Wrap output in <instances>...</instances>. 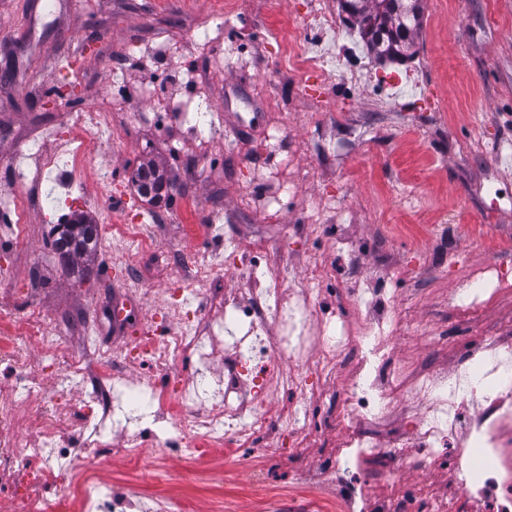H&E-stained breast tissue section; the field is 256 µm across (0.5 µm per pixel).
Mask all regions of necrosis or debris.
Listing matches in <instances>:
<instances>
[{
    "mask_svg": "<svg viewBox=\"0 0 512 512\" xmlns=\"http://www.w3.org/2000/svg\"><path fill=\"white\" fill-rule=\"evenodd\" d=\"M315 39L294 42L290 61L296 73L342 70L354 77L357 60L342 54L349 35L327 8H319L310 20ZM211 99L194 93L174 104L195 139L211 138L213 120ZM66 153H45L33 146V164L24 156L11 159L20 172H33L36 179L52 173L75 172L82 163V146L94 139L107 145L119 135L111 112L88 110L75 113L67 124ZM264 241H227L224 250L248 255L251 262L242 267V280L251 288L252 302L240 307L226 302L224 285L209 274V256L184 252L169 255V264L190 268L192 280L209 290L214 304L224 308V328L230 347L227 372L211 375L208 370L210 338L190 328L170 330L164 336L148 338L143 358L152 366V375L129 381L118 370V359L97 342V317L84 324L86 350L69 357L65 378L89 384L85 406L96 417L94 428L84 418L70 421L75 445L58 439L50 431L33 435L18 434L14 428L24 415L21 403L0 399V467H8L16 456L28 462L32 491L21 499L17 512H49L41 491L52 478L66 470L73 447L108 448L112 445V419L135 423L136 437L161 448L154 467L168 470L172 452L199 453L209 448L233 446L235 452L253 450L258 437L278 427L288 432L310 429L316 424L315 388H308L303 403L276 412L269 405L263 384L275 380L288 389L296 385L292 368L304 363L318 379L333 378L336 357L355 349L359 364L341 399L342 418L348 433L340 453L330 457L322 468L302 477L309 497L319 495L325 481L335 480L343 471L356 480L349 488L342 512H420L422 485L412 483L400 495H381L377 485L396 486L407 469L427 470L448 460L454 473V489L444 499L434 501V512H453L457 502L478 505L481 512H512V344L498 336L481 337L464 358L448 371L393 364L388 345L395 338L400 319L394 310L395 298L361 289L349 297L354 321L326 318L312 300L284 305L278 289L260 287L268 274L261 260ZM512 290V275L500 264L485 261L469 269L458 281V292L449 304L457 310L471 308L477 295H494ZM275 335H268V326ZM55 324L39 308L24 313L0 308V364L13 365L17 373L14 392L37 396L45 390L42 378L26 367L27 354L46 346ZM196 359L193 379L171 390L168 367L174 360ZM250 385L243 394L242 385ZM420 399L419 412L406 422L407 433L399 446L381 447L371 433L387 425L392 408L400 398ZM475 407L465 415L466 407ZM464 430L465 445L455 448L454 435ZM388 462L379 479L363 473V462L373 456ZM79 512H178L172 497L145 494H118L93 489L78 503Z\"/></svg>",
    "mask_w": 512,
    "mask_h": 512,
    "instance_id": "obj_1",
    "label": "necrosis or debris"
}]
</instances>
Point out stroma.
Listing matches in <instances>:
<instances>
[{"label":"stroma","mask_w":512,"mask_h":512,"mask_svg":"<svg viewBox=\"0 0 512 512\" xmlns=\"http://www.w3.org/2000/svg\"><path fill=\"white\" fill-rule=\"evenodd\" d=\"M40 2L0 0V157L19 150V133L33 125L46 132L43 151L59 152L63 142L51 133L56 114L106 107L114 95L123 137L106 148L85 142L75 188L58 198L60 217L31 209L26 246L12 245L7 208L13 196L36 188L16 183L0 165V306H39L56 320L79 311L100 315L102 346L120 355L122 373L137 380L147 371L140 351L146 336L185 324L206 327L222 321L224 310L202 286L183 300L181 271L156 259L146 262L147 281L128 278L123 257L136 244L112 237L113 225L139 224L141 236L165 252L212 251V275L223 281L225 296L247 304L233 258L213 245L220 237L250 241L260 233L263 206L277 189L271 173L289 156L294 187L281 197L280 220L305 230L270 243L263 263L274 276H301L313 267L331 273L334 290L315 299L336 318L350 315L346 295L354 288L394 290L402 323H429L447 340L446 349L428 355L414 336L400 335L393 346L405 363L447 370L487 329L512 331L511 294L462 315L448 310L459 276L486 260L472 247V233L489 224L512 242V0H424L413 59L385 60L352 39L362 59L353 86L339 73L288 75V27L302 25L319 0H56L50 15ZM201 18L217 31L204 50L193 33ZM156 23L175 33L172 65L146 44ZM190 77L206 85L215 105L217 134L204 145L176 117L155 121L146 96L154 88L165 100L185 99ZM392 80L395 96L379 103L371 87ZM148 163L169 184L172 202L196 201L192 235L139 216L137 201H116L120 191L136 190V172ZM218 169L222 223L208 212ZM400 201L415 219L396 230L389 221ZM84 216L111 239L70 270L52 250L54 226ZM442 221L446 231L428 235V225ZM434 252L445 254L447 275L430 272ZM51 342V352L35 350L29 358L46 391L29 398L27 423L64 435L85 404L84 385L60 387L68 355L85 344L83 329L70 322ZM357 358L353 350L341 354L335 378L319 383L320 422L294 436L301 456L265 463L271 486L286 496L285 512H307L297 486L301 472L342 446L339 399ZM125 440L113 429L110 448L76 456L44 496L66 510L101 480L117 491L178 494L183 512H211L221 500L233 512H256L246 489L251 455L216 450L201 461L176 458L169 481L152 467L157 448L145 446L131 459L122 453ZM196 471L203 480H193Z\"/></svg>","instance_id":"35a3bbf8"}]
</instances>
